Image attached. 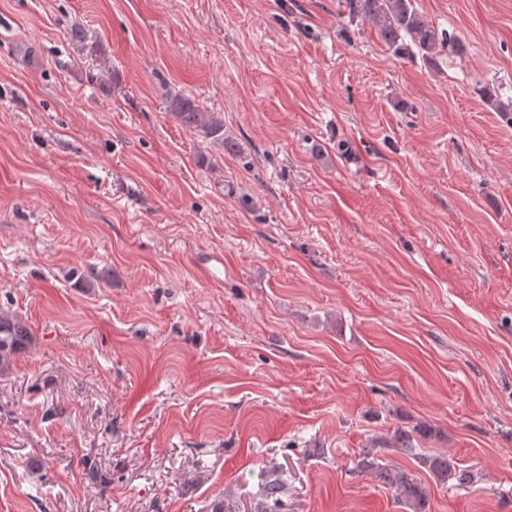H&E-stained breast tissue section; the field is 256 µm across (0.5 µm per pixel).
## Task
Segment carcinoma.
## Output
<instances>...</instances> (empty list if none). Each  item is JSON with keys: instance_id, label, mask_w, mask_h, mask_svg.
Here are the masks:
<instances>
[{"instance_id": "carcinoma-1", "label": "carcinoma", "mask_w": 512, "mask_h": 512, "mask_svg": "<svg viewBox=\"0 0 512 512\" xmlns=\"http://www.w3.org/2000/svg\"><path fill=\"white\" fill-rule=\"evenodd\" d=\"M348 17L364 18L378 31L382 41L405 54L419 55L432 64L444 53L458 55L463 44L454 36L438 30L426 20L413 4V0H346ZM410 43H405V40ZM171 113L183 124L204 132L217 142H224V126L214 113L207 112L188 97L176 95L170 98ZM30 341L27 326L12 314L0 310V373L5 371L11 358L23 350ZM414 437L407 430L395 432L391 448L398 452H413ZM373 449L364 450L360 468L371 471L382 484L393 489L396 498L402 500L410 512H429L430 492L413 474L406 470L378 464L372 458ZM433 479L440 485L461 488L472 485L476 473L461 466L453 456L439 454L422 458ZM286 492V482L279 472L266 477L259 488L257 512L276 506Z\"/></svg>"}]
</instances>
